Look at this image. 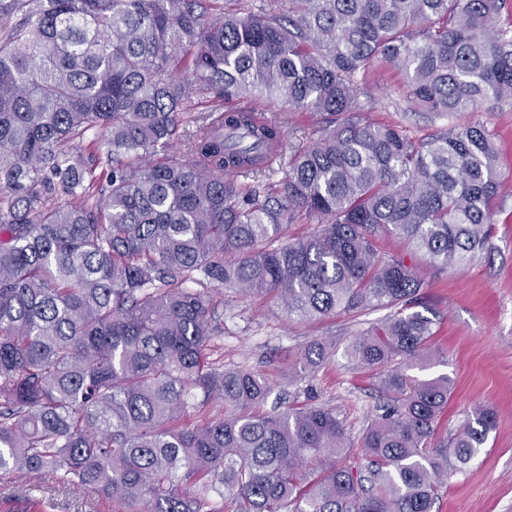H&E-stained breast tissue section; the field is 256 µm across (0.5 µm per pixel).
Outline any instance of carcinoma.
<instances>
[{
	"label": "carcinoma",
	"instance_id": "obj_1",
	"mask_svg": "<svg viewBox=\"0 0 512 512\" xmlns=\"http://www.w3.org/2000/svg\"><path fill=\"white\" fill-rule=\"evenodd\" d=\"M289 2L0 6L23 15L0 38V477L94 487L113 512H432L486 443L493 409L441 439L450 380L411 371L432 364L438 322L418 310L417 261L491 246L494 136L373 122L359 77L389 65L422 112L493 111L512 101V0ZM264 97L320 121L261 191L246 178L282 159L287 121L229 102ZM383 234L408 253L380 255ZM222 287L289 317L390 310L348 347L384 394L365 466L336 464L335 409L257 413L268 379L208 361ZM330 349L304 346L301 368Z\"/></svg>",
	"mask_w": 512,
	"mask_h": 512
}]
</instances>
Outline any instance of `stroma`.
<instances>
[{
  "mask_svg": "<svg viewBox=\"0 0 512 512\" xmlns=\"http://www.w3.org/2000/svg\"><path fill=\"white\" fill-rule=\"evenodd\" d=\"M402 74L376 65L363 80L360 100L378 123L402 125L414 136L467 120L483 124L497 144L500 188L494 200L496 233L491 253L443 270L420 264L421 300L441 315L432 340L434 363L422 377L448 375L452 393L438 436L453 433L467 412L489 406L496 427L469 466L448 475L433 512H512V105L466 117L434 116L414 110L399 95ZM219 311L224 334L213 359L225 368L264 375L272 392L264 411L322 404L335 408L350 440H358L380 402L378 379L355 368L346 349L383 311L340 313L322 319L286 317L270 296H245L224 289ZM335 345L330 357L306 375L296 372L298 348L313 341ZM45 504V512H111L90 489L58 480L16 477L0 480V512H18L22 501Z\"/></svg>",
  "mask_w": 512,
  "mask_h": 512,
  "instance_id": "stroma-1",
  "label": "stroma"
}]
</instances>
